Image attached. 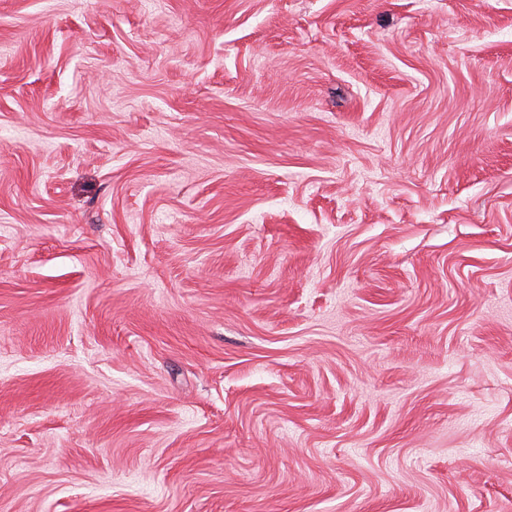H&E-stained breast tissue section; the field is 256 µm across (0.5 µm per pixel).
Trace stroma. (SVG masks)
Listing matches in <instances>:
<instances>
[{"mask_svg":"<svg viewBox=\"0 0 512 512\" xmlns=\"http://www.w3.org/2000/svg\"><path fill=\"white\" fill-rule=\"evenodd\" d=\"M0 512H512V0H0Z\"/></svg>","mask_w":512,"mask_h":512,"instance_id":"obj_1","label":"stroma"}]
</instances>
